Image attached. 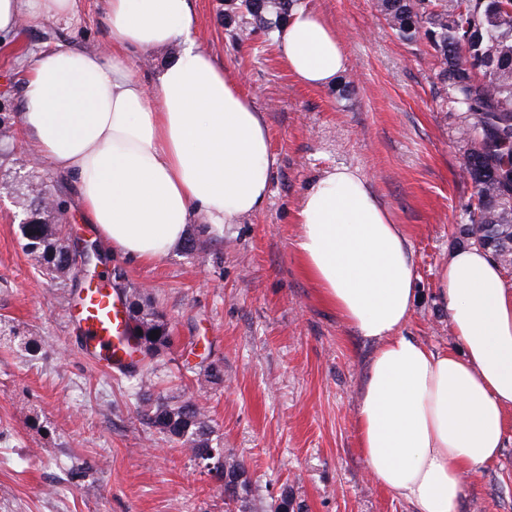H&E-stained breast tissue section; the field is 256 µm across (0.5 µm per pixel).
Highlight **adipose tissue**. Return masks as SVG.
<instances>
[{
  "label": "adipose tissue",
  "instance_id": "adipose-tissue-1",
  "mask_svg": "<svg viewBox=\"0 0 512 512\" xmlns=\"http://www.w3.org/2000/svg\"><path fill=\"white\" fill-rule=\"evenodd\" d=\"M79 0H0V34L22 17L69 22ZM112 52L59 43L23 87L20 131L75 185L113 252L156 262L192 225L223 231L259 212L274 159L264 115L197 45L191 0H105ZM275 45L300 83L334 86L347 66L335 29L296 0ZM176 48L146 87L136 53ZM308 277L360 336L375 341L356 410L370 477L415 512H459L466 473L493 464L512 411V284L483 248L455 250L439 275L457 350L404 334L416 298L402 225L358 169L320 174L297 212Z\"/></svg>",
  "mask_w": 512,
  "mask_h": 512
}]
</instances>
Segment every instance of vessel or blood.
I'll list each match as a JSON object with an SVG mask.
<instances>
[{
	"mask_svg": "<svg viewBox=\"0 0 512 512\" xmlns=\"http://www.w3.org/2000/svg\"><path fill=\"white\" fill-rule=\"evenodd\" d=\"M74 319L83 334V346L94 363L112 372L133 358L125 309L106 288H88L73 305Z\"/></svg>",
	"mask_w": 512,
	"mask_h": 512,
	"instance_id": "1",
	"label": "vessel or blood"
}]
</instances>
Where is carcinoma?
Wrapping results in <instances>:
<instances>
[{"mask_svg": "<svg viewBox=\"0 0 512 512\" xmlns=\"http://www.w3.org/2000/svg\"><path fill=\"white\" fill-rule=\"evenodd\" d=\"M296 0H225L224 19L240 25L243 37L272 39ZM377 13L401 40L426 41L438 80L439 110L457 120L461 170L472 186L467 224L460 233L486 248L512 274V0H373ZM41 200L28 195L32 223L19 227L25 247L44 274H73L75 253L61 228L44 224ZM136 350L153 356L170 346L162 315L141 301V293L123 290ZM155 338H150V335ZM146 424L189 451L196 459L214 454L229 476L240 479L239 501L251 492L243 464L224 455L212 420L191 396L140 398Z\"/></svg>", "mask_w": 512, "mask_h": 512, "instance_id": "1", "label": "carcinoma"}]
</instances>
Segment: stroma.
Segmentation results:
<instances>
[{
	"instance_id": "stroma-1",
	"label": "stroma",
	"mask_w": 512,
	"mask_h": 512,
	"mask_svg": "<svg viewBox=\"0 0 512 512\" xmlns=\"http://www.w3.org/2000/svg\"><path fill=\"white\" fill-rule=\"evenodd\" d=\"M199 47L230 70L264 113L275 157L270 194L223 233L194 225L208 248L133 263L104 247L77 278L44 275L24 247L19 189L39 176L66 226L90 244L72 183L58 178L14 124L35 56L56 42L111 49L102 0H82L72 22L24 19L0 36V512H227L203 463L140 417L138 379L95 368L81 350L70 303L103 285L144 289L170 325L156 354L153 395L194 396L225 453L251 481L247 512L289 493L299 512H413L368 475L356 409L375 348L347 325L307 276L294 247L300 198L322 171L359 168L409 238L417 298L405 335L455 349L438 274L461 247L471 186L460 173L453 118L438 108L430 51L400 41L372 0H310L347 56L344 81L316 89L289 74L275 46L243 41L224 0H192ZM35 341L20 350L15 337ZM224 369L220 384L188 372L191 353ZM460 512H512V433L494 465L465 477Z\"/></svg>"
}]
</instances>
